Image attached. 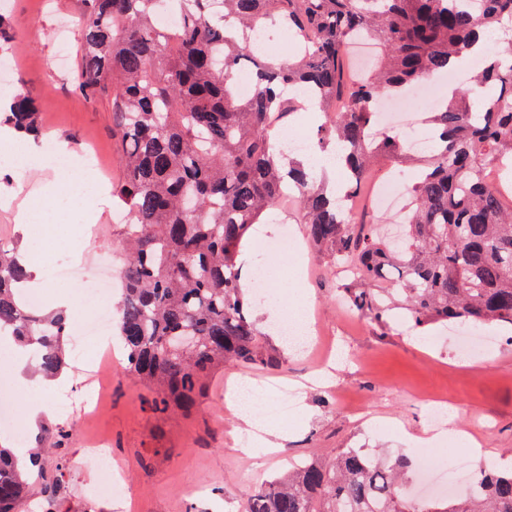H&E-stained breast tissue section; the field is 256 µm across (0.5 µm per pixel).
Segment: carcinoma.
Segmentation results:
<instances>
[{
	"label": "carcinoma",
	"instance_id": "obj_1",
	"mask_svg": "<svg viewBox=\"0 0 512 512\" xmlns=\"http://www.w3.org/2000/svg\"><path fill=\"white\" fill-rule=\"evenodd\" d=\"M79 88L110 96L122 142L126 258L115 327L127 369L155 392L162 412L188 411L226 364L279 366L252 318L237 263L244 238L288 188L311 243L353 273L344 294L382 326L394 309L421 333L438 323H495L512 330V207L486 181L512 165V0H177L182 25L157 24L162 0H80ZM311 37L292 59L249 49L258 26ZM498 36L505 58L448 90L429 113L432 148L405 149L391 129L374 132L378 101L473 59ZM357 37L380 46L377 66L351 78L343 51ZM246 69L252 94L238 98ZM316 92L326 121L316 147L335 144L343 188L330 194L304 161H284L270 126L303 110L287 94ZM3 122L37 130L32 101L16 95ZM418 168L403 238L359 223L346 196L380 162ZM24 267L0 247V332L37 352L44 378L66 367L69 318L23 302ZM196 337L179 348L176 337ZM407 458L338 450L293 465L251 495L240 512H512V469L480 468L454 496L402 493ZM30 485L19 456L0 448V512H17Z\"/></svg>",
	"mask_w": 512,
	"mask_h": 512
}]
</instances>
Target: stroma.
<instances>
[{"instance_id":"1","label":"stroma","mask_w":512,"mask_h":512,"mask_svg":"<svg viewBox=\"0 0 512 512\" xmlns=\"http://www.w3.org/2000/svg\"><path fill=\"white\" fill-rule=\"evenodd\" d=\"M79 7L80 0H10L9 7L0 10L13 31L0 55L15 65L0 96L20 92L33 101L42 142L67 144L76 155H101L103 171H79L86 204L94 208L99 206V189H112L121 170L110 99L79 91V40L70 38L63 47L56 38L58 28L72 20ZM24 168L20 176L0 165V245L33 247L40 258L78 267L90 282L102 272L117 273L123 257L118 204L102 208L97 223L90 226L83 212L53 205L42 238H31L27 227L15 221L17 206L39 198L43 185L55 179L60 168L41 160L27 162ZM81 227L87 233L78 258L73 241ZM286 228L296 241L290 252L269 254L250 242L244 246L247 273L263 268L280 283L255 315L266 320L274 308L292 299L293 279L302 277L333 368L316 369V356L288 349L271 334L266 345L281 357V371L224 367L215 372L191 412L172 415L154 412L152 391L120 366L104 380L98 412L84 422L79 403L89 387L80 373L81 362H71L65 372L68 383L56 392L69 410L53 409L27 431L29 440L45 439L58 448L30 475L31 496L23 512H42L49 506L55 512H239L244 498L289 464L335 449L403 454L411 463L412 489L430 481L416 466L423 456L443 464L465 454L477 468L512 466V344L507 341L512 334L485 326V333L500 337V344L463 358L457 353L458 337L450 330H436L431 341L423 343L402 319L379 327L343 302L330 258L308 244L304 225L282 226L275 215L263 225L262 235L275 238ZM253 376L273 381L266 396L270 404L281 395L279 382L302 388L296 416L283 428L281 448L272 453L242 447V433L224 408L228 381ZM439 410L445 414L441 423L434 419ZM451 426L470 435V442L420 445V438ZM96 437L107 439V452L122 464L123 495H107L109 473L83 461L84 441ZM61 460L66 463L62 472L56 469Z\"/></svg>"}]
</instances>
